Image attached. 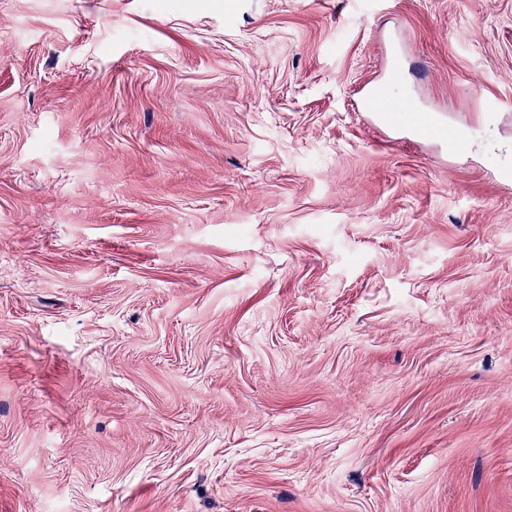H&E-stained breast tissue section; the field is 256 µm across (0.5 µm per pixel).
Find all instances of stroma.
<instances>
[{
  "label": "stroma",
  "instance_id": "stroma-1",
  "mask_svg": "<svg viewBox=\"0 0 512 512\" xmlns=\"http://www.w3.org/2000/svg\"><path fill=\"white\" fill-rule=\"evenodd\" d=\"M497 167L512 0H0V512H512Z\"/></svg>",
  "mask_w": 512,
  "mask_h": 512
}]
</instances>
